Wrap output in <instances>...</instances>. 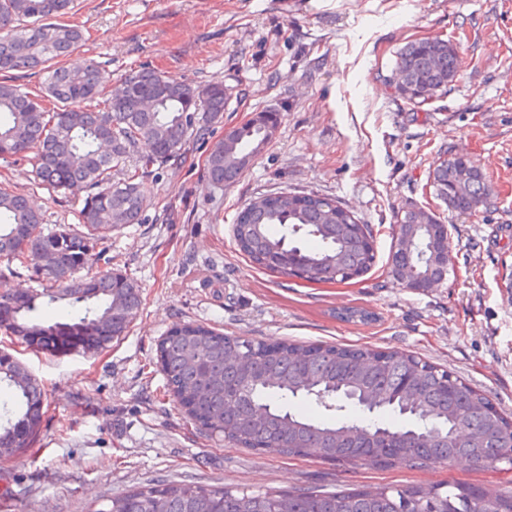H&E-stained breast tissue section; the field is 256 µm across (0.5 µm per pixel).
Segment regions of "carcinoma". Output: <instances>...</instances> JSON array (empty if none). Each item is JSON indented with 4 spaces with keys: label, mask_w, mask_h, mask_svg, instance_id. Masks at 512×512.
<instances>
[{
    "label": "carcinoma",
    "mask_w": 512,
    "mask_h": 512,
    "mask_svg": "<svg viewBox=\"0 0 512 512\" xmlns=\"http://www.w3.org/2000/svg\"><path fill=\"white\" fill-rule=\"evenodd\" d=\"M73 0H0V73L44 74L28 91L0 79V156L32 165L44 186L86 188L80 211L85 231H45L41 214L27 197L0 185V259L32 266L46 285L29 294L0 289V328L27 346L45 336L69 352L68 340L95 353L124 335L141 305L138 282L118 269L99 271L100 245L112 233L139 221L142 197L135 180L147 169L180 154L190 131L224 111L230 97L221 81L183 83L153 69L128 74L124 96L105 92L107 77L95 64L68 68L62 58L75 50L83 31L59 21ZM461 60L449 41H413L396 56L395 73L409 86L448 89ZM53 102L48 108L44 102ZM254 133L215 141L206 159L208 178L235 183L272 139L278 115L257 113ZM136 160L135 169L126 163ZM126 170L119 182L112 172ZM430 184L448 207L467 212L485 204L493 189L470 159L444 158ZM420 210L402 211L390 248L392 278L423 291L448 276V236L436 221L421 223ZM233 235L257 267L310 283H344L362 277L375 263L368 225L334 198L313 192L281 191L251 199L238 212ZM299 238L314 242L300 245ZM59 317L39 316L59 302ZM165 392L186 407V417L211 436L243 448L273 450L290 457H319L386 466L394 459L420 469L466 459L477 468L512 469V420L452 373L401 352L341 345L263 344L225 336L201 324L172 330L158 345ZM0 458L28 447L44 416V389L10 354L0 353ZM412 389L416 399L402 402ZM380 397L375 411L407 421L359 425L349 418H309L297 399L326 410L371 413L363 396ZM469 489H426L417 485L363 487L353 491L212 490L195 483H168L103 499L89 512H472Z\"/></svg>",
    "instance_id": "carcinoma-1"
}]
</instances>
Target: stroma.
<instances>
[{"label":"stroma","instance_id":"1","mask_svg":"<svg viewBox=\"0 0 512 512\" xmlns=\"http://www.w3.org/2000/svg\"><path fill=\"white\" fill-rule=\"evenodd\" d=\"M63 21L85 36L65 65L96 64L113 84L142 67L194 86L220 80L231 96L180 156L142 175L140 223L105 245L111 267L141 287L127 334L98 353L62 356L0 331V351L23 361L46 394L29 448L0 458V512H88L130 489L185 480L251 492L512 490V470L467 462L343 465L219 441L187 422L161 373H141L162 337L197 323L264 343L406 350L512 417V0H75ZM427 37L456 44L461 69L447 92L417 107L391 82L397 52ZM260 111L279 115L274 138L238 182L212 183V144ZM451 154L489 177L488 204L461 214L434 195L429 173ZM1 181L29 198L45 228L81 231V194L39 185L30 164L11 157L0 158ZM282 189L353 211L373 233L374 267L346 284H314L251 264L234 218L251 197ZM410 208L448 226L451 269L426 291L389 274L396 216ZM347 308L375 319H339Z\"/></svg>","mask_w":512,"mask_h":512}]
</instances>
